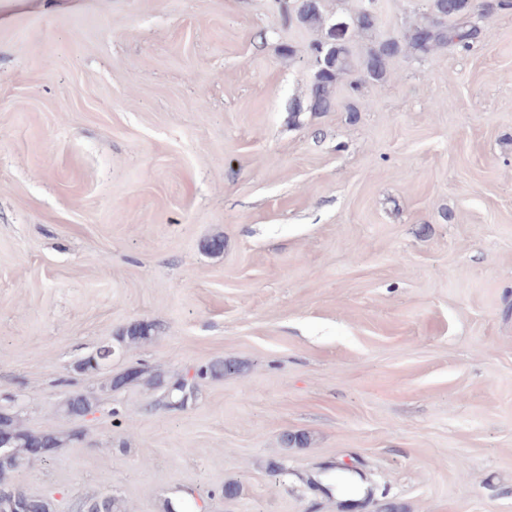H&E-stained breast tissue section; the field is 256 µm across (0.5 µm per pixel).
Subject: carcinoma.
<instances>
[{"instance_id":"obj_1","label":"carcinoma","mask_w":512,"mask_h":512,"mask_svg":"<svg viewBox=\"0 0 512 512\" xmlns=\"http://www.w3.org/2000/svg\"><path fill=\"white\" fill-rule=\"evenodd\" d=\"M424 12L410 24L401 36L378 37L379 15L375 0H361V5L347 20H334L325 10L324 0H288V14L306 26L324 29L321 39L309 46L312 61V76L307 97L296 100L291 111L329 112L335 106L334 90L338 80L354 65L355 57L351 37L361 35L369 38L360 58L363 82L374 83L387 79L389 63L399 56L426 57L434 51L446 47L465 49L483 36V29L472 19L504 9L502 0H426ZM154 323H137L128 326L115 336V343H104L95 349L96 358L108 361L112 358L114 346L124 347L150 341L156 334ZM239 371V366L229 360H217L197 369L192 379L179 378L169 383L159 373L146 369L119 376L112 381L113 386H128L142 382L156 390L178 385L174 394L183 397L193 390L200 392L201 381L220 379ZM99 403L95 392H78L68 395L60 404L59 412L66 418L83 419L93 413ZM82 431L74 430L66 436L55 431L34 432L24 427L20 414L9 408L0 409V448L7 455L0 456V493H9L11 498H0V512H54V499L47 495H35L19 490L12 482L15 471L29 466L33 459L30 448L39 445L49 449L54 455L67 442L77 441ZM84 507L94 512H126L123 501L112 498L103 501L90 498Z\"/></svg>"}]
</instances>
